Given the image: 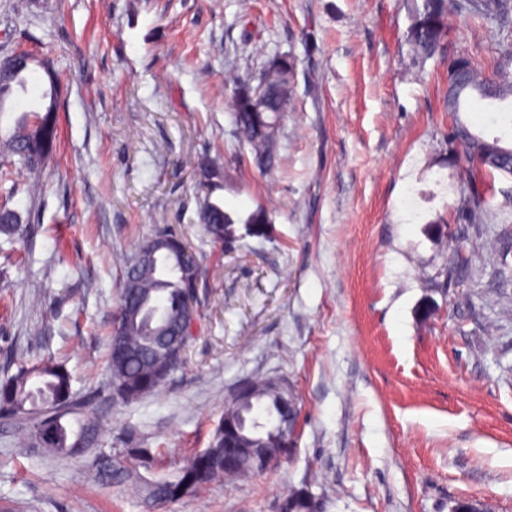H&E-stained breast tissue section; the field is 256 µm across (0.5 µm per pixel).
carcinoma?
I'll return each instance as SVG.
<instances>
[{
  "label": "carcinoma",
  "instance_id": "obj_1",
  "mask_svg": "<svg viewBox=\"0 0 512 512\" xmlns=\"http://www.w3.org/2000/svg\"><path fill=\"white\" fill-rule=\"evenodd\" d=\"M512 10L509 0H414L411 24L406 43L411 59L424 62L443 50L447 37L448 17L456 12L476 13L496 21ZM32 58L21 55L20 64L0 74V103L14 88L27 92L23 76ZM454 70L470 82L475 96L489 103L512 100V45L500 50L492 75H481L473 59L462 52L452 60ZM293 73L288 69L269 65L256 80L232 79L229 106L233 113L235 137L250 146L255 165L271 172L278 164L277 146L269 136L270 117L288 109L292 92ZM263 95L265 103L258 110L251 102ZM45 97L50 102L44 113L36 111L24 118L12 134L0 143V166L4 170L22 168L36 171L37 158L46 162L55 145L56 112L55 80H50ZM498 152L511 153L502 145V139L479 140L460 118L448 132L449 157L462 161L464 178L458 197V211L467 224L483 222L488 204L490 173L481 170L482 156ZM196 169L206 190L200 202L199 222L217 242L224 240V225L234 224L237 218L224 210V199L216 191L224 188V168L207 156L197 160ZM22 217L7 205L0 206V233L8 237L23 234ZM166 231H159L144 240L141 246L154 244L159 252L157 262L134 265L124 260V273L119 303L113 314L109 335L108 366L112 394L130 403L155 392L182 363V352L170 345L172 337L166 330L172 324L182 326L183 297L191 292L193 278L199 263L190 252L178 259L167 252ZM282 391L269 385L267 379L251 380V392L244 398L233 397L224 407V414L213 426L204 452L210 460L207 470L193 469L195 452L188 453L173 475L162 474L145 488V499L153 507L171 503L179 496L176 489L191 481L189 494L197 495L217 484L245 478L262 469L265 455H279L295 430L296 420L284 421L280 405ZM0 412L19 419L29 445L43 448L54 455L74 456L86 448L101 444V426L85 403L72 391L70 373L61 364L43 359L31 366H22L12 376L0 382ZM72 416L77 429L70 430L63 419ZM232 423L241 436L246 451L236 466L224 467V422ZM143 465L162 469L165 458L161 451L142 448L130 441L114 455H103L91 464L92 478L105 475L127 480L131 477L127 465ZM283 512H316L311 495L302 488H292L284 497Z\"/></svg>",
  "mask_w": 512,
  "mask_h": 512
}]
</instances>
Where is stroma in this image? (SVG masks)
I'll use <instances>...</instances> for the list:
<instances>
[{
    "label": "stroma",
    "instance_id": "1",
    "mask_svg": "<svg viewBox=\"0 0 512 512\" xmlns=\"http://www.w3.org/2000/svg\"><path fill=\"white\" fill-rule=\"evenodd\" d=\"M411 0H0V57L58 75L57 147L0 180L27 235L0 234V380L52 356L88 398L105 447L135 435L180 463L205 448L235 388L287 382L298 431L277 468L159 512H278L294 487L322 512H512V177L496 175L480 229L459 218L448 158V58L412 64ZM450 49L491 72L512 19L448 20ZM296 57L281 164L234 136L231 76ZM473 131L512 144L500 111ZM224 165V207H264V231L216 243L194 167ZM169 228L206 277L183 363L154 394L107 398L106 338L121 256ZM462 249L483 275L453 273ZM95 449L53 456L0 419V512H151L139 484L91 479Z\"/></svg>",
    "mask_w": 512,
    "mask_h": 512
}]
</instances>
